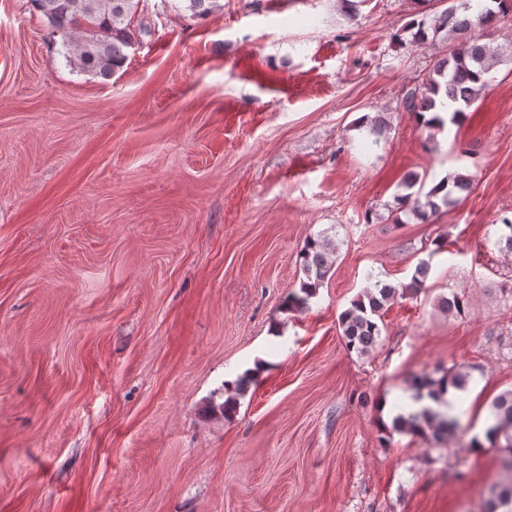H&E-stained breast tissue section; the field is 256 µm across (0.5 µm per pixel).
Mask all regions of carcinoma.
Wrapping results in <instances>:
<instances>
[{"label": "carcinoma", "instance_id": "1", "mask_svg": "<svg viewBox=\"0 0 512 512\" xmlns=\"http://www.w3.org/2000/svg\"><path fill=\"white\" fill-rule=\"evenodd\" d=\"M52 29L62 37V50L66 60L80 71L108 81L121 71L127 60L126 49L135 39L131 27L142 0H29ZM187 10L194 18H205L221 8L219 0H186ZM512 14V0H488L472 4V0H448V7L431 18L423 16L411 24V42L422 44L430 36L444 33L454 44L439 58L422 84L410 89L403 99V107L413 116L432 112L434 116L423 124L429 130H443L449 125H460L467 112L488 88L489 73L498 63L501 52L473 32H488ZM448 106L447 115L439 109ZM472 178L463 173L446 175L431 187L416 175L405 178L394 196V211L411 215L424 222L444 208L459 201V195L470 189ZM335 251L327 237L310 238L301 251V264L306 281L300 293H290L285 306L298 310L316 295L331 270L329 256ZM430 270L429 262H421L409 286L393 285L376 279L364 294L354 300L339 318L342 338L348 351L358 355L367 353L381 338L379 321L384 307L394 298L404 295L407 288L417 289ZM441 307L450 314L460 315L467 308V296L454 293L441 301ZM469 375L450 372L440 378L427 374L416 375L410 384L412 398L425 397L439 401L442 390L451 385L466 390ZM493 423L488 429L492 443L506 453V467L512 471V390L499 394L490 405ZM460 427L458 418L431 407L407 411L400 409L392 418L386 432L446 436ZM512 505V483L501 488L488 503L487 512H497L502 506Z\"/></svg>", "mask_w": 512, "mask_h": 512}]
</instances>
